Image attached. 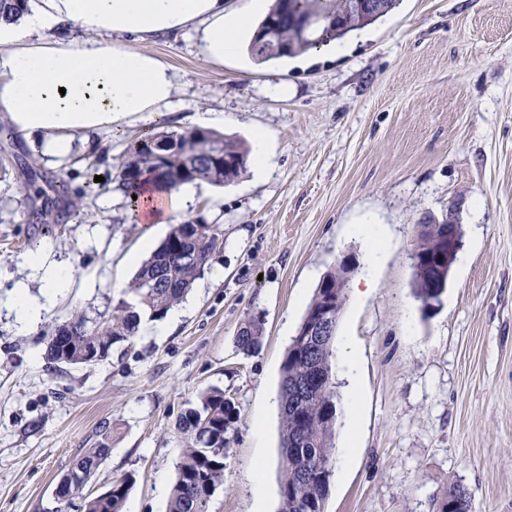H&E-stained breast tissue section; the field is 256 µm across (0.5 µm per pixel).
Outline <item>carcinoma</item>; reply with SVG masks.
<instances>
[{
    "instance_id": "cac0c4a2",
    "label": "carcinoma",
    "mask_w": 512,
    "mask_h": 512,
    "mask_svg": "<svg viewBox=\"0 0 512 512\" xmlns=\"http://www.w3.org/2000/svg\"><path fill=\"white\" fill-rule=\"evenodd\" d=\"M28 0H0V17L13 18L26 8ZM398 0H383L380 12L364 11L360 0H273L268 12L258 22L247 51L259 63L304 54L320 45L338 40L348 33L370 25L391 12ZM318 16L320 21L307 32L292 31L285 16ZM274 40L278 50L264 51L261 41ZM176 143L168 158L156 155L158 141ZM249 148L211 131L195 129L178 132L160 131L128 144L116 181L117 188L135 205L148 184L159 192H171L197 181L214 186L233 182L246 169ZM50 188L58 195L70 197L68 214H84L86 191L73 190L68 180L60 177ZM224 247V232L218 224L187 220L172 225L167 237L141 265L131 285L133 301H119L112 314L101 321L89 322L82 314L55 328L46 351L49 363L57 366H92L88 350H101L103 359L112 355V347L133 338L143 318L159 320L179 304L195 281L206 271L214 253ZM195 251L192 266L181 262L182 252ZM416 297L423 307L431 309L440 302L444 289L438 286L437 273L415 274ZM263 324L249 317L235 336L236 348L245 355L261 345ZM333 345L317 342L310 346L290 345L283 366L279 391L282 422L281 448L285 465L280 478L279 512H322L320 503L326 498L330 469L335 463L336 392L320 394L306 391L298 397L293 389L315 369L331 372ZM297 407H292V404ZM305 416L299 422L295 414ZM237 408L224 390L210 387L199 396V404L188 408L178 428L189 436L187 448L176 464V480L172 486L169 512H207V504L215 490L224 483V435L236 422ZM307 434L304 446L293 447L300 433ZM110 449L109 435L95 447L76 458L64 473L68 484L60 490L58 501L69 506L80 500L81 512H123L132 487L130 480H116L98 495L84 494L97 468ZM455 504L452 512H469V493L457 484L448 490L442 502Z\"/></svg>"
}]
</instances>
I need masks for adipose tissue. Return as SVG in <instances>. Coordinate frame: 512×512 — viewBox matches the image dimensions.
<instances>
[{
    "label": "adipose tissue",
    "mask_w": 512,
    "mask_h": 512,
    "mask_svg": "<svg viewBox=\"0 0 512 512\" xmlns=\"http://www.w3.org/2000/svg\"><path fill=\"white\" fill-rule=\"evenodd\" d=\"M225 0H33L16 20H0V113L18 134L52 155L73 134L169 108L173 76L141 49L155 36L202 25L201 49L223 62L237 53L252 18L269 0L226 10ZM130 38L127 46L108 35Z\"/></svg>",
    "instance_id": "1"
}]
</instances>
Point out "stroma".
Segmentation results:
<instances>
[{
	"mask_svg": "<svg viewBox=\"0 0 512 512\" xmlns=\"http://www.w3.org/2000/svg\"><path fill=\"white\" fill-rule=\"evenodd\" d=\"M345 55L307 68L256 64L246 50L216 63L191 29L147 43L171 69L172 109L74 136L62 157L16 137L0 143V512H80L54 489L72 459L111 435L87 485L97 494L132 477L124 512H167L188 440L181 414L216 386L239 415L225 436L224 483L208 512L280 507L279 394L285 352L315 289L356 252L334 341L336 463L324 512H436L456 484L471 512H512V0H399ZM283 84L287 95H272ZM211 128L251 142L269 136L264 171L232 184L188 183L185 209L142 224L112 175L129 140ZM82 219L28 191L31 173L86 184ZM456 212L462 247L438 305L414 294L418 227ZM221 225L224 247L186 299L141 326L109 359L51 367L46 345L72 313L98 321L130 299L128 254L160 244L191 218ZM387 245L367 259L360 226ZM70 286L37 325L18 328L15 285L43 293L26 258L43 245ZM263 320L260 348L235 347L245 317Z\"/></svg>",
	"mask_w": 512,
	"mask_h": 512,
	"instance_id": "stroma-1",
	"label": "stroma"
}]
</instances>
